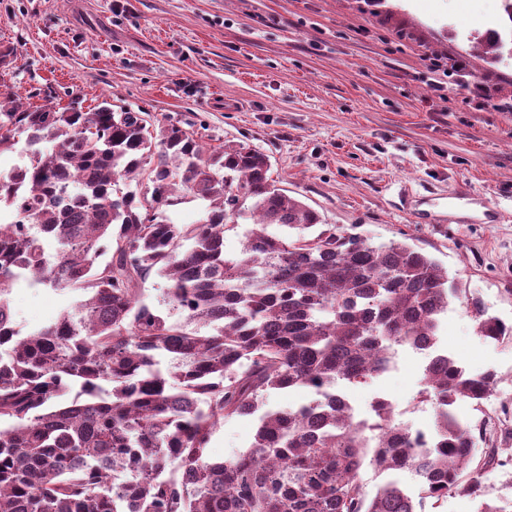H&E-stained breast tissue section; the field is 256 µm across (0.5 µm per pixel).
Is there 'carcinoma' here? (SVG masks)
Instances as JSON below:
<instances>
[{
	"mask_svg": "<svg viewBox=\"0 0 512 512\" xmlns=\"http://www.w3.org/2000/svg\"><path fill=\"white\" fill-rule=\"evenodd\" d=\"M476 44L493 60L505 46L498 32ZM15 152L27 161L0 171V512H417L398 480L369 492L366 464L410 473L437 503L506 512L485 498L502 449L476 457L486 419L455 411H482L496 375L441 347L462 296L432 258L401 241L311 236L320 214L277 188L267 154L244 141L208 149L106 99L37 106L0 82V156ZM187 194L205 213L176 224ZM239 220L254 228L228 256L224 226ZM152 276L183 320L145 302ZM21 280L75 298L23 335L9 300ZM470 309L481 340L512 337ZM423 341L437 354L418 392L435 410L425 444L388 402L359 419L337 391ZM303 388L316 399L262 409L269 392ZM242 415L257 416L248 449L210 460L217 428ZM125 467L132 476L112 482ZM169 468L189 482H163Z\"/></svg>",
	"mask_w": 512,
	"mask_h": 512,
	"instance_id": "obj_1",
	"label": "carcinoma"
}]
</instances>
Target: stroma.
Returning a JSON list of instances; mask_svg holds the SVG:
<instances>
[{
    "label": "stroma",
    "instance_id": "1",
    "mask_svg": "<svg viewBox=\"0 0 512 512\" xmlns=\"http://www.w3.org/2000/svg\"><path fill=\"white\" fill-rule=\"evenodd\" d=\"M500 0H0V80L36 104L102 99L171 118L207 147L245 141L267 154L279 188L337 233L407 242L467 297L512 323V52L492 61L471 39L503 30ZM467 63L442 91L431 59ZM494 76L489 96L473 86ZM470 189L477 203L448 208ZM17 325L54 318L66 293L17 283ZM442 344L466 367L497 375L484 411L512 408V338L480 340L466 304L449 306ZM425 359L405 350L395 370L344 394L357 412L379 398L401 425L430 424L420 404ZM256 419L226 420L208 453L248 446Z\"/></svg>",
    "mask_w": 512,
    "mask_h": 512
}]
</instances>
